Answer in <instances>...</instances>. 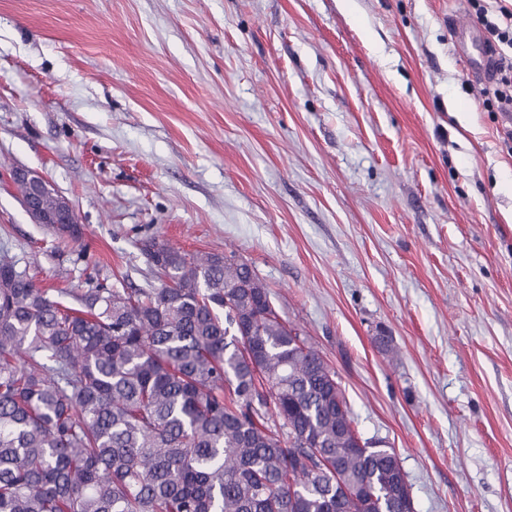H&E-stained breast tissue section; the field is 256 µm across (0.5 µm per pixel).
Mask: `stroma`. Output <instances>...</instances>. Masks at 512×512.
I'll use <instances>...</instances> for the list:
<instances>
[{"instance_id": "obj_1", "label": "stroma", "mask_w": 512, "mask_h": 512, "mask_svg": "<svg viewBox=\"0 0 512 512\" xmlns=\"http://www.w3.org/2000/svg\"><path fill=\"white\" fill-rule=\"evenodd\" d=\"M467 0H0V254L46 287L235 254L395 449L414 512H512V152ZM73 204L34 223L7 172ZM23 206L29 217L37 224H72L73 226H80L73 205L68 199L62 204L59 212L61 219H51L38 207L33 199H21ZM57 221V222H56Z\"/></svg>"}]
</instances>
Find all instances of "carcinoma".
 Returning <instances> with one entry per match:
<instances>
[{
    "instance_id": "1",
    "label": "carcinoma",
    "mask_w": 512,
    "mask_h": 512,
    "mask_svg": "<svg viewBox=\"0 0 512 512\" xmlns=\"http://www.w3.org/2000/svg\"><path fill=\"white\" fill-rule=\"evenodd\" d=\"M142 251L158 285L56 294L0 255V512H404L399 457L250 264Z\"/></svg>"
}]
</instances>
